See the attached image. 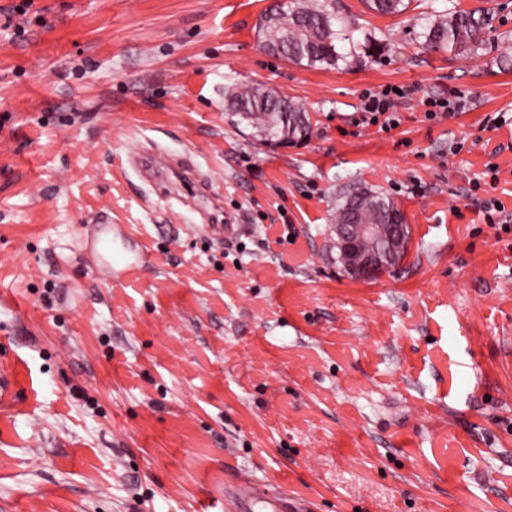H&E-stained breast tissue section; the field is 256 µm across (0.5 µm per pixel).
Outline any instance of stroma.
<instances>
[{
	"label": "stroma",
	"instance_id": "stroma-1",
	"mask_svg": "<svg viewBox=\"0 0 512 512\" xmlns=\"http://www.w3.org/2000/svg\"><path fill=\"white\" fill-rule=\"evenodd\" d=\"M20 2L0 0V512H225L241 480L314 512H512V0H332L381 44L332 69L262 49L272 0ZM449 8L494 12L484 49H422ZM255 83L306 109V139L232 121L225 88ZM388 85L399 125L359 123ZM429 98L466 108L429 120ZM144 150L190 177L144 181ZM355 189L409 229L368 280L334 243ZM101 223L148 262L96 267Z\"/></svg>",
	"mask_w": 512,
	"mask_h": 512
}]
</instances>
